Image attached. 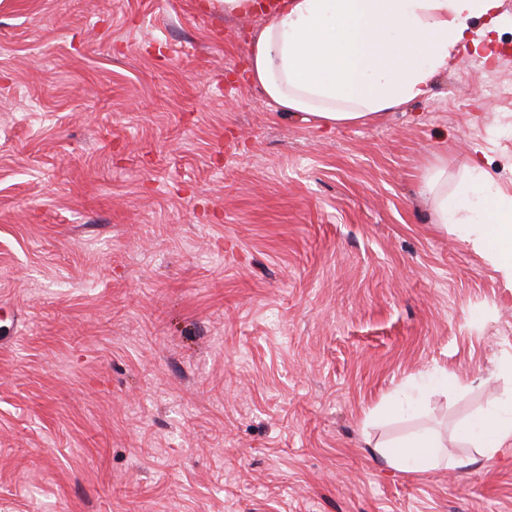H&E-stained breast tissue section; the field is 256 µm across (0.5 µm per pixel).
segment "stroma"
<instances>
[{"instance_id":"obj_1","label":"stroma","mask_w":512,"mask_h":512,"mask_svg":"<svg viewBox=\"0 0 512 512\" xmlns=\"http://www.w3.org/2000/svg\"><path fill=\"white\" fill-rule=\"evenodd\" d=\"M502 11L490 59L328 130L243 80L262 16L0 0V512H512V447L460 435L512 400V288L424 183L512 186ZM426 430L469 465L374 450Z\"/></svg>"}]
</instances>
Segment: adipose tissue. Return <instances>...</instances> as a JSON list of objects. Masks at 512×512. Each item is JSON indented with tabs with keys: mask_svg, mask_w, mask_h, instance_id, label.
I'll use <instances>...</instances> for the list:
<instances>
[{
	"mask_svg": "<svg viewBox=\"0 0 512 512\" xmlns=\"http://www.w3.org/2000/svg\"><path fill=\"white\" fill-rule=\"evenodd\" d=\"M502 0H283L251 33L245 80L277 109L333 128L376 121L428 95L449 57L466 49L468 22L496 17ZM436 223L451 225L512 287V193L477 159L451 194L435 199ZM480 457L512 447V402L462 430ZM424 431L379 445L385 464L423 472L462 466Z\"/></svg>",
	"mask_w": 512,
	"mask_h": 512,
	"instance_id": "ef3b65f1",
	"label": "adipose tissue"
}]
</instances>
